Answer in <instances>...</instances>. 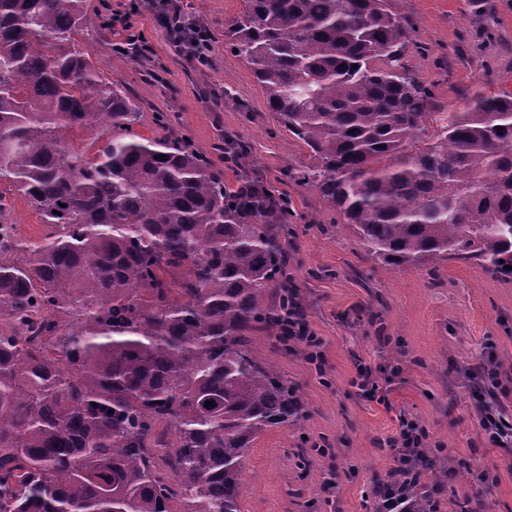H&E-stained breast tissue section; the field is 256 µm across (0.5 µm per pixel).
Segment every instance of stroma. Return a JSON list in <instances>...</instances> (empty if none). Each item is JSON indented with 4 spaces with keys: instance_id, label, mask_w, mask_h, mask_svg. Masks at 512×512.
Wrapping results in <instances>:
<instances>
[{
    "instance_id": "stroma-1",
    "label": "stroma",
    "mask_w": 512,
    "mask_h": 512,
    "mask_svg": "<svg viewBox=\"0 0 512 512\" xmlns=\"http://www.w3.org/2000/svg\"><path fill=\"white\" fill-rule=\"evenodd\" d=\"M141 0L134 16L148 46L116 50L122 35L104 24L122 0H88L90 23L75 42L141 112L137 131L157 125L207 158L226 185L259 182L286 198L283 239L297 254L286 285L304 310L316 344L282 341L263 329L253 341L294 385L304 417L264 432L243 466L241 512H373L374 492L396 461L402 421L424 435L434 465L426 480L458 512H512V450L495 447L471 397L482 366L496 357L512 371V278L474 261L393 269L373 262L345 218L304 175L314 161L266 106L247 61L224 39L245 0H178L188 20L214 37L207 65L175 47ZM409 37L399 63L417 76L436 112L512 93V0H394ZM246 158L225 163L236 143ZM1 212L21 238L45 232L40 213L7 181ZM370 367L374 396L359 387Z\"/></svg>"
}]
</instances>
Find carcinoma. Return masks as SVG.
I'll list each match as a JSON object with an SVG mask.
<instances>
[{
  "label": "carcinoma",
  "instance_id": "obj_1",
  "mask_svg": "<svg viewBox=\"0 0 512 512\" xmlns=\"http://www.w3.org/2000/svg\"><path fill=\"white\" fill-rule=\"evenodd\" d=\"M392 2L247 0L226 36L370 259L512 277V93L429 111ZM87 21L86 0H0V180L49 227L0 243V512H241L253 442L303 413L251 343L288 335V210L137 133L72 46ZM95 126L94 154L69 146Z\"/></svg>",
  "mask_w": 512,
  "mask_h": 512
}]
</instances>
